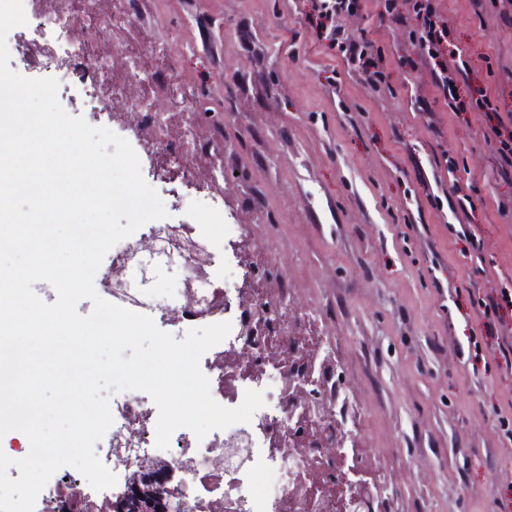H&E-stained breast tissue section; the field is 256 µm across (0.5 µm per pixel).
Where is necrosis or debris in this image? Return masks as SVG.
Returning a JSON list of instances; mask_svg holds the SVG:
<instances>
[{
	"label": "necrosis or debris",
	"instance_id": "obj_1",
	"mask_svg": "<svg viewBox=\"0 0 512 512\" xmlns=\"http://www.w3.org/2000/svg\"><path fill=\"white\" fill-rule=\"evenodd\" d=\"M23 4L29 25L18 52L26 66L34 67L37 77L61 83L77 78L88 113L101 126L109 128L118 121L113 105L123 102L126 111L138 117L134 135L145 141V155L157 160L156 177H165L168 164L176 158L172 142L195 144L192 128L184 126L176 134L157 127L147 99L129 97L125 88L126 79L145 78L143 54L162 61L163 49L121 45L127 69L121 78L98 51L105 19L87 9L84 0H23ZM145 228L155 242L153 251L144 252L136 237L114 249L111 268L96 274L102 292L111 295L114 304L170 326L179 340L199 323L230 322L229 335L202 356L200 369L221 405L237 407L249 389L263 392L265 405L250 422L211 431L201 440L189 429H178L169 448L160 450L155 446L157 406L144 403L138 392H128L112 403V440L97 451L116 476V485L94 491L77 470L63 467L38 495L35 512H123L132 474L163 460L177 474L160 483L158 492L163 500L178 505L179 512H334L328 500L307 495L305 471L310 458L320 457L335 439V421L321 423L317 443L303 455L294 458L288 450L289 417L304 406L296 393L298 371L283 362L282 355L287 348L297 352L309 348L308 320L292 314L275 332L259 327L267 310L285 307L286 299L282 284L237 264L243 240L238 225H225L217 249L206 243L200 224L149 222ZM155 259L177 263L186 278L187 294L160 296L145 286L138 272ZM263 477L273 479L270 490H259Z\"/></svg>",
	"mask_w": 512,
	"mask_h": 512
}]
</instances>
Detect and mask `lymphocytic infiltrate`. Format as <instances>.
I'll list each match as a JSON object with an SVG mask.
<instances>
[{
	"label": "lymphocytic infiltrate",
	"mask_w": 512,
	"mask_h": 512,
	"mask_svg": "<svg viewBox=\"0 0 512 512\" xmlns=\"http://www.w3.org/2000/svg\"><path fill=\"white\" fill-rule=\"evenodd\" d=\"M299 12L317 40L347 65L359 81L372 89L386 82L379 48L367 33H351L344 27L346 17L361 9V0H298ZM384 14L409 30L414 48L412 66L427 68L445 104L456 112L483 113L484 138L494 146V159L501 175L512 176V104L503 103L480 87L468 97L454 93L453 85L467 76L470 62L463 53L450 50L448 21L440 10V0H384ZM478 307L487 336L485 346L504 371H512V289L493 288L477 294Z\"/></svg>",
	"instance_id": "obj_1"
}]
</instances>
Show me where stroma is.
<instances>
[{"mask_svg": "<svg viewBox=\"0 0 512 512\" xmlns=\"http://www.w3.org/2000/svg\"><path fill=\"white\" fill-rule=\"evenodd\" d=\"M133 38L164 46L184 93L225 105L224 218L210 220L213 159L188 158L169 178L141 174L171 224L249 235L240 261L270 255L291 310L334 351L350 393L356 441L375 455L377 484L400 488L392 512H496L512 483V441L499 422L512 375L463 356L479 335L469 294L512 287V183L494 164L483 118L436 100L427 69L409 70L404 29L379 0L345 21L385 57L390 88L374 92L299 25L283 0H138ZM450 38L477 82L512 94V28L491 5L442 0ZM433 99L435 124L415 93ZM454 173L436 166L441 154ZM439 200L426 202L427 190ZM470 194L480 253L451 227Z\"/></svg>", "mask_w": 512, "mask_h": 512, "instance_id": "obj_1", "label": "stroma"}]
</instances>
